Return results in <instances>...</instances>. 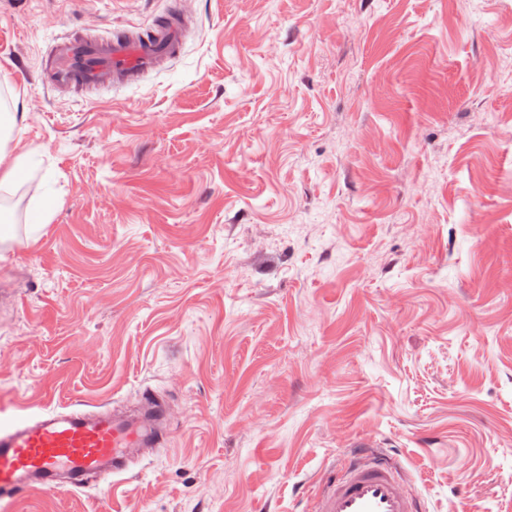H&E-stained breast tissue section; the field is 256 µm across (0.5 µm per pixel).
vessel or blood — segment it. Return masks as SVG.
<instances>
[{
    "mask_svg": "<svg viewBox=\"0 0 512 512\" xmlns=\"http://www.w3.org/2000/svg\"><path fill=\"white\" fill-rule=\"evenodd\" d=\"M195 28L181 0H170L152 22L109 38L70 32L47 44L38 82L50 91L136 82L177 57ZM167 418L166 404L148 394L130 413L51 412L0 427V500L123 474L164 446ZM313 512H423V504L403 486L394 458L358 452L315 493Z\"/></svg>",
    "mask_w": 512,
    "mask_h": 512,
    "instance_id": "vessel-or-blood-1",
    "label": "vessel or blood"
}]
</instances>
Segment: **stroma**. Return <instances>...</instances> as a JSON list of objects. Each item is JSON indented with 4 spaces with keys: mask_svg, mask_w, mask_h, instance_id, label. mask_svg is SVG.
<instances>
[{
    "mask_svg": "<svg viewBox=\"0 0 512 512\" xmlns=\"http://www.w3.org/2000/svg\"><path fill=\"white\" fill-rule=\"evenodd\" d=\"M167 5L0 0V423L152 392L170 430L0 512H310L358 440L427 512H512V0H183L140 85L35 86ZM16 113H0V188L19 183L28 172L26 162L30 152L16 156L7 162V142L17 127Z\"/></svg>",
    "mask_w": 512,
    "mask_h": 512,
    "instance_id": "stroma-1",
    "label": "stroma"
}]
</instances>
